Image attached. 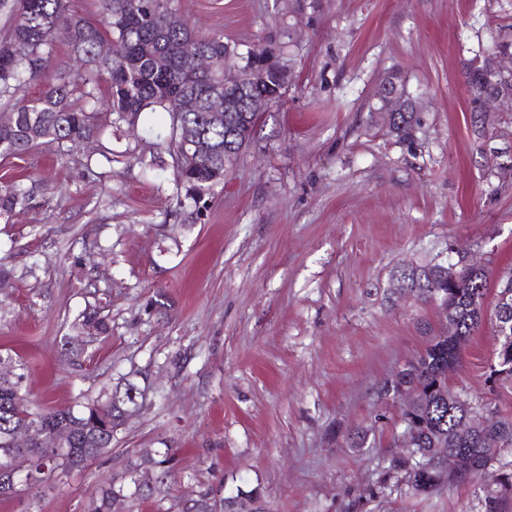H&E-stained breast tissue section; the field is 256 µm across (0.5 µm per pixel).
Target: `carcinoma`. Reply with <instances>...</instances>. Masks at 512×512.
I'll return each instance as SVG.
<instances>
[{
    "label": "carcinoma",
    "instance_id": "1",
    "mask_svg": "<svg viewBox=\"0 0 512 512\" xmlns=\"http://www.w3.org/2000/svg\"><path fill=\"white\" fill-rule=\"evenodd\" d=\"M100 19L89 21L69 13L68 0H0V11L13 18L0 35V104L11 114L8 124L0 123V155H22L38 145H79L100 135L102 120L109 124L128 122L146 109L161 110L170 116L165 137L175 155L177 181L187 195L211 190L224 179V113L214 112L210 97L224 94V64L235 57V49L224 35H197L187 23L169 11L167 0H101ZM64 40L81 64L75 76L60 77L38 98L21 95L31 81L46 74L57 40ZM194 42L213 61V68L198 71L183 57L182 45ZM118 46V53L103 55V44ZM512 53V44L494 41L481 64L466 66L465 76L472 89L471 111L478 110L479 94L489 83L492 59ZM165 56L170 64L161 72L153 59ZM78 96L82 107H72ZM191 98L194 108L181 111L177 101ZM420 122L418 113L401 112L391 132L408 136ZM27 190L19 183L0 187V211H11L25 203ZM506 280L490 282L482 267L423 260L390 273V287L427 301L436 299L444 310L441 328L424 327L429 335L425 348L397 371L381 388L384 397L404 389L414 400L403 410V419L416 429L414 456L404 461L407 485L416 493L432 494L447 483L461 480L434 464L440 449L465 451L475 463L487 465L489 452L497 448L512 454V420L493 417L479 431L466 432L464 419L474 407L448 387L449 374L462 366V350L484 321L480 303L488 294L498 295ZM81 334L66 336L62 346L70 358L80 357L86 340L108 335L110 326L97 307L88 304L78 315ZM495 347L487 367V379L512 384V314L495 318ZM12 354L0 353V453L11 447L17 430L56 432L65 450L50 446L18 448L33 460L32 473L24 479L61 469L80 471L103 450L112 447V435L126 415L138 407L140 389L127 381L101 392L96 399L76 411L71 407L43 409L25 404V374ZM349 448H364L367 432L354 428L342 434ZM164 469L167 459L151 457L128 470L120 481H104L90 504L89 512H131L138 500L161 495L164 481L141 488L135 473L141 465ZM257 489L242 490L217 498L200 491L185 499L181 512H263Z\"/></svg>",
    "mask_w": 512,
    "mask_h": 512
}]
</instances>
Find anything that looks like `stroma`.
<instances>
[{"label": "stroma", "mask_w": 512, "mask_h": 512, "mask_svg": "<svg viewBox=\"0 0 512 512\" xmlns=\"http://www.w3.org/2000/svg\"><path fill=\"white\" fill-rule=\"evenodd\" d=\"M238 56L272 51L283 98L249 148L200 199L175 183L169 117L60 154L0 157L29 191L0 215V350L22 361L43 406L81 405L122 381L143 393L111 449L83 471L45 473L0 512H88L101 480L169 456L161 496L176 512L201 489H258L267 512H487L512 456L423 495L399 468L400 403L378 391L428 341L433 306L391 297L393 268L455 243L490 279L512 268V103L471 112L468 61L512 42V0H169ZM392 71L421 105L392 135L375 92ZM108 149L95 173L85 156ZM160 156L161 164L143 163ZM109 337L76 362L63 337L86 305ZM493 322L468 343L451 389L512 418V386L490 387ZM370 430L366 448L336 435Z\"/></svg>", "instance_id": "35a3bbf8"}]
</instances>
